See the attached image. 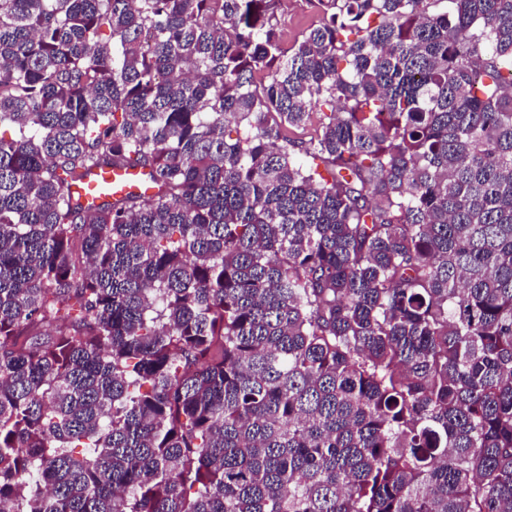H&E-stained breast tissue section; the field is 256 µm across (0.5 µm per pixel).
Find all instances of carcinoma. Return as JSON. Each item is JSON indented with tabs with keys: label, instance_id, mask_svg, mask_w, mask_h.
Listing matches in <instances>:
<instances>
[{
	"label": "carcinoma",
	"instance_id": "carcinoma-1",
	"mask_svg": "<svg viewBox=\"0 0 512 512\" xmlns=\"http://www.w3.org/2000/svg\"><path fill=\"white\" fill-rule=\"evenodd\" d=\"M281 3L0 0V512H512V0ZM281 22L288 31V39L298 36L303 28L315 17L304 0H284ZM83 185L76 189L87 203H95L98 196L112 194L120 196L131 191L151 193V183L139 169H106L95 171L83 179Z\"/></svg>",
	"mask_w": 512,
	"mask_h": 512
}]
</instances>
